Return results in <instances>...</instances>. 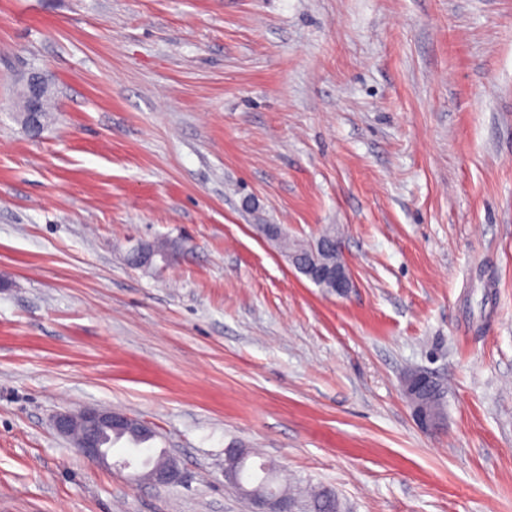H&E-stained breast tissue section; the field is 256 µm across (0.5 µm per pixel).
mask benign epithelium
Here are the masks:
<instances>
[{"mask_svg": "<svg viewBox=\"0 0 512 512\" xmlns=\"http://www.w3.org/2000/svg\"><path fill=\"white\" fill-rule=\"evenodd\" d=\"M28 95L22 100V114L25 125L33 132L40 130L44 113L42 98L47 84L40 70L31 71L26 79ZM142 264L155 263V268L164 269L171 261V254L160 251L156 246L140 242L133 248ZM303 272L314 283L330 280L335 284V294L347 296L354 288L351 272L346 263L336 266H323L311 263ZM424 389L438 390V382L426 371L414 370L404 377L403 391L412 409L418 426L427 432H436L444 425L443 416L420 398ZM57 432L72 439L79 452L92 462H108L110 449L102 441L104 434L123 433L135 425L143 434L150 433V428L135 421L127 414L112 409L87 407L79 414L60 413L54 422ZM179 477L175 460L157 464L150 473V480L157 485H170ZM251 503L253 512H295V504L284 498L267 496L261 492L253 495Z\"/></svg>", "mask_w": 512, "mask_h": 512, "instance_id": "1", "label": "benign epithelium"}]
</instances>
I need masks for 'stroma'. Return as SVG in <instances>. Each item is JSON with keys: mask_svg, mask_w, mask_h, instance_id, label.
<instances>
[{"mask_svg": "<svg viewBox=\"0 0 512 512\" xmlns=\"http://www.w3.org/2000/svg\"><path fill=\"white\" fill-rule=\"evenodd\" d=\"M261 224L333 228L351 294ZM90 406L179 482L87 461ZM234 445L344 512H512V0H0V512H251ZM28 95L22 100V114L25 125L33 132H38L44 119L42 98L48 88L40 70L34 69L26 79ZM132 251L140 257L142 266L151 264L155 257H159L156 260L155 268L164 269L171 261V254L167 250L160 251L151 243L140 242L134 246ZM301 269L313 283L332 281L335 284L334 293L337 296L345 297L354 288L350 269L345 262L331 267L310 263L308 267H301ZM438 382L426 371L414 370L404 377L403 391L418 426L427 432H436L444 425L443 416L420 398L423 389L438 392ZM79 424L80 434L75 437L74 429ZM136 425L140 430L126 432L132 425ZM57 432L65 437L72 439L79 452L92 462H108L110 448H106L102 441L104 434L112 435V444L122 437L129 441H146L152 439L150 428L135 421L126 413L114 411L112 409H101L87 407L78 415L68 412L59 413L54 422ZM106 432V433H105ZM123 433V436H113V433ZM143 433V434H142ZM158 455L156 459H147L145 461V465L150 467L145 473L144 476L147 477L148 472H150L154 465L162 460L163 455ZM179 477V470L175 459H171L166 462H161L157 464L150 473V480L157 485H170L175 483Z\"/></svg>", "mask_w": 512, "mask_h": 512, "instance_id": "obj_1", "label": "stroma"}]
</instances>
